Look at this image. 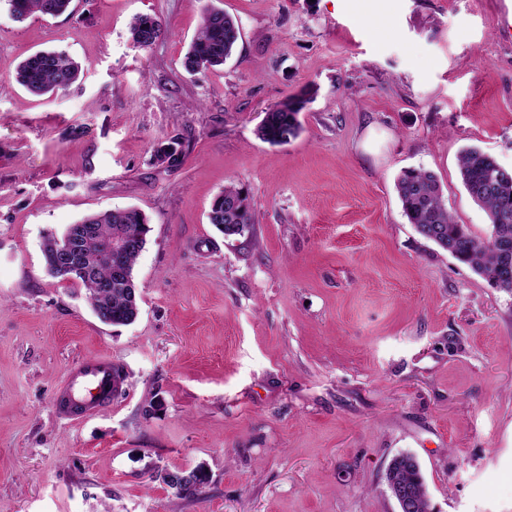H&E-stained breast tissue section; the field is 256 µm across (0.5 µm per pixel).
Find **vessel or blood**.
<instances>
[{"label": "vessel or blood", "instance_id": "1", "mask_svg": "<svg viewBox=\"0 0 512 512\" xmlns=\"http://www.w3.org/2000/svg\"><path fill=\"white\" fill-rule=\"evenodd\" d=\"M114 367L110 357L100 355L70 368L57 393V412L74 418L110 402L116 388Z\"/></svg>", "mask_w": 512, "mask_h": 512}]
</instances>
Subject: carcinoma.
Wrapping results in <instances>:
<instances>
[{
    "label": "carcinoma",
    "mask_w": 512,
    "mask_h": 512,
    "mask_svg": "<svg viewBox=\"0 0 512 512\" xmlns=\"http://www.w3.org/2000/svg\"><path fill=\"white\" fill-rule=\"evenodd\" d=\"M17 20L31 14L56 17L68 12L72 0H7ZM130 39L137 48L151 47L163 34V23L156 17L138 15L129 25ZM241 30L236 19L208 4L202 11L198 32L184 58L190 74L219 67L231 58ZM80 67L63 51L40 50L25 58L16 69V81L35 96L62 91L76 82ZM310 100L302 91L266 113L259 136L272 145H286L301 131L299 113ZM182 144L176 139L157 148L155 160L175 167L181 162ZM459 173L471 199L487 214L491 230L487 239L472 234L469 227L454 221L448 213L436 176L424 169H407L397 178L396 190L409 223L424 238L434 242L458 262L470 267L494 287L512 292V169L501 171L498 162L477 148L463 150L458 159ZM209 223L227 237L249 232L254 218L245 192L227 186L212 202ZM139 243V247L112 258L100 259L103 248L116 233ZM150 232L147 217L136 208H123L91 214L70 225L64 236L72 237L84 257L85 270L74 276L59 273L54 255L56 236L45 237L42 254L48 273L61 280L81 282L96 316L104 323L129 325L138 315V292L134 266ZM172 478L174 489L184 496L202 492L208 482L206 471L198 467L189 472L164 474ZM387 485L398 484L410 490L416 499V512H433L426 482L419 465L410 463V454L395 456L388 465Z\"/></svg>",
    "instance_id": "cac0c4a2"
}]
</instances>
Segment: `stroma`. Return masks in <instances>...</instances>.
<instances>
[{"mask_svg": "<svg viewBox=\"0 0 512 512\" xmlns=\"http://www.w3.org/2000/svg\"><path fill=\"white\" fill-rule=\"evenodd\" d=\"M206 1L73 0L18 22L0 0V512H398L385 472L402 452L437 512H512V293L419 235L395 188L432 171L487 237L458 156L512 168L499 0H210L241 37L191 75ZM138 14L165 26L146 50ZM51 48L79 79L31 95L16 67ZM307 87L299 136L260 139ZM173 138L182 163L157 164ZM231 184L243 237L207 220ZM124 207L151 231L139 315L112 326L47 273L42 241ZM98 355L120 395L59 418L66 371ZM199 466V496L161 479Z\"/></svg>", "mask_w": 512, "mask_h": 512, "instance_id": "35a3bbf8", "label": "stroma"}]
</instances>
